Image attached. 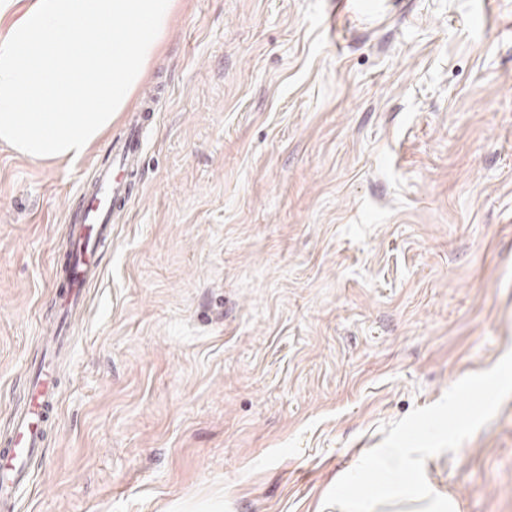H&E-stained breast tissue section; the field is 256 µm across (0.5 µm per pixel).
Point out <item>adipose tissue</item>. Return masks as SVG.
I'll return each instance as SVG.
<instances>
[{
	"label": "adipose tissue",
	"instance_id": "ef3b65f1",
	"mask_svg": "<svg viewBox=\"0 0 512 512\" xmlns=\"http://www.w3.org/2000/svg\"><path fill=\"white\" fill-rule=\"evenodd\" d=\"M175 0H0V142L78 161L128 105Z\"/></svg>",
	"mask_w": 512,
	"mask_h": 512
}]
</instances>
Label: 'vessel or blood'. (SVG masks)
Instances as JSON below:
<instances>
[{"mask_svg":"<svg viewBox=\"0 0 512 512\" xmlns=\"http://www.w3.org/2000/svg\"><path fill=\"white\" fill-rule=\"evenodd\" d=\"M144 152L145 124L138 120L117 141L114 157L95 166L90 182L80 187L84 204L66 218L70 266L53 277L62 315L83 310V290L101 274L100 255L112 240L113 215L130 200ZM26 379L24 406L10 433L0 439V512H15L17 497L30 481L29 462L42 454L48 424L57 411L60 381L53 366H35Z\"/></svg>","mask_w":512,"mask_h":512,"instance_id":"vessel-or-blood-1","label":"vessel or blood"}]
</instances>
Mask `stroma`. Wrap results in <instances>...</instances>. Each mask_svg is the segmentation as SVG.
<instances>
[{"label": "stroma", "mask_w": 512, "mask_h": 512, "mask_svg": "<svg viewBox=\"0 0 512 512\" xmlns=\"http://www.w3.org/2000/svg\"><path fill=\"white\" fill-rule=\"evenodd\" d=\"M148 92L17 512H337L381 425L512 351V0H177L79 161L0 145V435L66 215ZM425 475L512 512V397Z\"/></svg>", "instance_id": "obj_1"}]
</instances>
